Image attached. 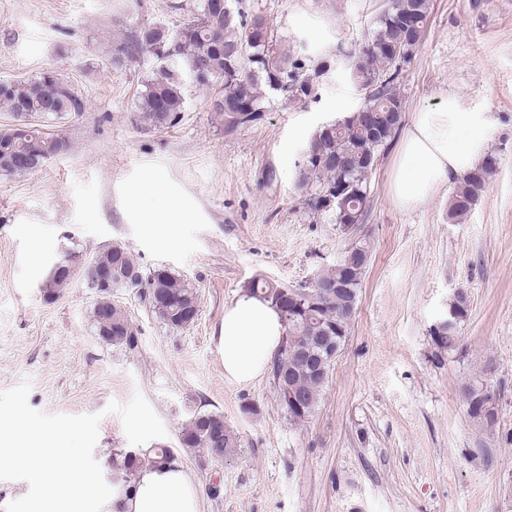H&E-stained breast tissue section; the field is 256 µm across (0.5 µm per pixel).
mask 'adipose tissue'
<instances>
[{"label":"adipose tissue","instance_id":"obj_1","mask_svg":"<svg viewBox=\"0 0 512 512\" xmlns=\"http://www.w3.org/2000/svg\"><path fill=\"white\" fill-rule=\"evenodd\" d=\"M484 112L462 111L449 96L436 111L416 112L403 134L390 173V194L401 209H414L443 185L461 180L485 159ZM285 334L277 309L259 295L239 292L224 305L214 336L224 377L238 385L261 378ZM0 466L24 472L33 483L50 487L53 497L36 512H200L198 490L190 474L172 462L143 469L134 486L104 484L90 471L79 449L44 446L18 429L13 444L0 448Z\"/></svg>","mask_w":512,"mask_h":512}]
</instances>
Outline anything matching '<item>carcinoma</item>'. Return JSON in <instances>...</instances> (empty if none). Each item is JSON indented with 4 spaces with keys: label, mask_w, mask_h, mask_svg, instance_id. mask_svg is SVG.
<instances>
[{
    "label": "carcinoma",
    "mask_w": 512,
    "mask_h": 512,
    "mask_svg": "<svg viewBox=\"0 0 512 512\" xmlns=\"http://www.w3.org/2000/svg\"><path fill=\"white\" fill-rule=\"evenodd\" d=\"M198 0L192 19L175 29L162 22H145L129 31L113 45L112 63L121 66L140 55L154 58L152 77L138 92L136 108L141 118L154 127L178 121L186 110L188 83L211 90L209 112L226 134H234L260 121L263 100L269 93L283 102L306 103L317 97L320 80L329 71L326 61L317 60L306 49L289 52L281 38L258 13L245 11L244 0ZM430 0H387L357 52L349 55L350 80L364 93L358 112L318 128L303 151H314L308 164L299 166L298 189L312 214L328 216L339 227L363 223L370 194L371 176L378 157L392 144L402 124V99L397 91L401 64L405 63L424 38ZM0 105L13 122L0 125V177L27 175L40 169L54 156L68 149V142L34 124L30 133L27 119L38 115L46 120H64L85 109L84 100L72 85L56 72L47 70L23 81H0ZM497 158L490 155L474 171L463 177L451 196L449 215L468 214L484 191L495 170ZM371 252L347 246L339 259H349L357 269L347 289L334 288L343 278L337 266L320 274L324 287L305 296V288H292L268 281L253 282L250 291L263 295L279 310L285 328L282 343L271 364V378L277 397L293 388L307 396L302 412H290L295 422L312 417L328 378L311 371L307 355L321 352L332 370L335 358L323 350L336 347V338L349 335L358 303L362 277ZM72 270L63 278L49 270L41 292L50 301L75 280L88 281L89 265L112 269V277L130 275L143 286L141 297L168 327H187L198 310L197 289L165 267L145 272L131 250L111 245L85 261L75 255L62 260ZM112 330L101 331L99 305L91 309V322L99 338L111 345L134 344L126 310L114 302ZM483 375L464 385L462 395L468 417L486 428L477 410L490 389ZM182 444L200 448L211 459H226L236 453L238 438L224 423V414L212 410L195 412L181 430ZM174 461L172 450L154 449V455L128 451L113 463L125 485H133L141 470Z\"/></svg>",
    "instance_id": "1"
}]
</instances>
